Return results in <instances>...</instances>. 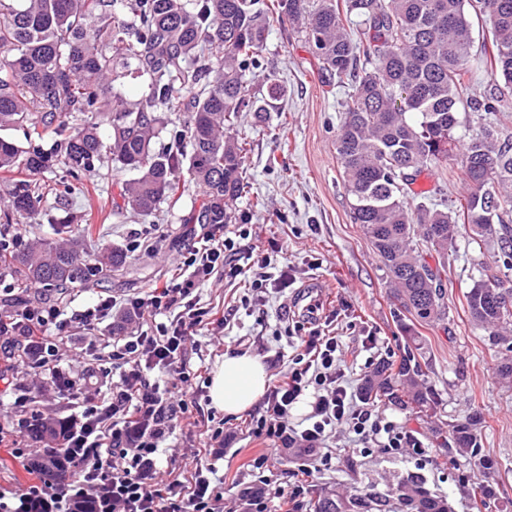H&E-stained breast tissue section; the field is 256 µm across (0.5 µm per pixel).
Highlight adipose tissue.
I'll return each mask as SVG.
<instances>
[{"mask_svg":"<svg viewBox=\"0 0 512 512\" xmlns=\"http://www.w3.org/2000/svg\"><path fill=\"white\" fill-rule=\"evenodd\" d=\"M266 388L267 371L259 358L228 352L212 371L209 398L226 415L237 416L257 406Z\"/></svg>","mask_w":512,"mask_h":512,"instance_id":"adipose-tissue-1","label":"adipose tissue"}]
</instances>
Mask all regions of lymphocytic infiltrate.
<instances>
[{"label":"lymphocytic infiltrate","mask_w":512,"mask_h":512,"mask_svg":"<svg viewBox=\"0 0 512 512\" xmlns=\"http://www.w3.org/2000/svg\"><path fill=\"white\" fill-rule=\"evenodd\" d=\"M203 248L190 251L185 274L150 289L145 295L124 300L106 296L93 305L64 314L56 304L42 302L21 314L0 316V351L13 348L27 353V367L48 377L60 399L80 408L69 419L67 439L71 477L46 473L11 499L0 500V512H81L86 498H93L95 512H224V494L214 480L216 470L197 469L190 487H182L172 470L159 466L161 446L175 432L181 419L199 410L196 370L187 347L206 325L205 312L193 299L199 284L214 275L236 278L260 267L252 286L267 293L269 286L291 287L288 268L268 271L266 259L255 258L254 248L236 250L223 225H211ZM153 319V330L140 329ZM116 326L86 367L87 379L117 370L109 394L91 387H74L69 373L59 369L55 354L63 337L58 329L74 324L95 329L106 320ZM296 354L284 379L267 393L263 411L252 420V434L273 447L299 453H318L330 464L325 446L337 426H347L361 441L377 440L394 455L426 457L427 448L417 431L373 414L359 403L340 366L342 342L318 330L297 336ZM165 373L167 383L155 379ZM312 394L314 402L305 426L295 425L291 410L300 397ZM305 488L299 482L272 490H240L241 512H269V501L279 499L299 512Z\"/></svg>","instance_id":"obj_1"}]
</instances>
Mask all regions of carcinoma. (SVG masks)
<instances>
[{
	"mask_svg": "<svg viewBox=\"0 0 512 512\" xmlns=\"http://www.w3.org/2000/svg\"><path fill=\"white\" fill-rule=\"evenodd\" d=\"M278 8L277 17L297 23L321 70L351 86L336 138L350 218L371 242L401 308L421 324L440 319L460 233L478 245L491 242L497 251L477 261L480 278L467 308L512 352V309L491 297L504 284L512 294V136L495 122L457 133L460 106L498 112L512 91V0H278ZM476 19L487 28L499 82L489 96L469 95L465 83ZM270 24L253 0H0V177L13 182L0 234L73 194L105 153L137 174L123 199L138 215L192 182L204 200L184 223L247 221L235 214L248 188L235 128L240 113L268 112L284 95L275 82L264 92L248 78ZM128 72L148 80L136 103L113 88ZM173 112L188 120L157 153ZM67 116L78 120L71 130ZM18 129L21 141L7 134ZM448 160L459 166L463 199L444 210L406 202L417 177ZM30 172L50 178L29 181ZM53 231L31 246L0 243V274L10 277L18 302L37 287L63 303L77 283L127 272L129 250L102 239L85 251L89 225L57 216ZM420 377L411 355L384 360L360 396L368 403L405 396L416 409L430 408L435 395ZM481 424L477 414L448 424V450L477 455ZM397 491L400 512H448L418 475ZM385 503L376 494L338 491L318 499L314 512H385Z\"/></svg>",
	"mask_w": 512,
	"mask_h": 512,
	"instance_id": "cac0c4a2",
	"label": "carcinoma"
}]
</instances>
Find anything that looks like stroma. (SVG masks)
Wrapping results in <instances>:
<instances>
[{"label": "stroma", "mask_w": 512, "mask_h": 512, "mask_svg": "<svg viewBox=\"0 0 512 512\" xmlns=\"http://www.w3.org/2000/svg\"><path fill=\"white\" fill-rule=\"evenodd\" d=\"M269 78L285 85L287 94L279 111L267 113L265 119L251 112L238 118L249 188L237 208L249 214L243 226L246 244L277 243L271 264L290 267L296 282L283 292H268L262 304L254 299L251 272L235 279L211 278L196 292L199 307L214 319L226 320L225 328L213 324L196 336L192 357L199 369L195 383L201 390L200 411L212 416L213 427L224 430V457L214 462L223 480L224 512H237L238 485L253 480L250 464L266 446L250 432L252 412L228 416L213 408L208 395L212 370L225 352L236 350L259 357L269 383H276L289 365L283 356L288 349L285 327L303 320L313 300L323 304L316 315L319 325L328 326L346 343L343 366L351 388H360L378 361L397 360L412 350L421 363L423 381L437 394L438 416L433 419L384 401L372 406L385 419L408 422L424 434L429 457L422 461L389 454L376 443H362L347 428H337L329 440L332 464L310 478L301 512H311L319 495L339 487L393 494L398 481L410 474L420 475L427 489L447 500L449 512H472L477 505L472 489L483 481L495 483L497 496L481 506L482 512H512V379L497 372L508 351L466 314L465 295L479 277L473 265L478 245L459 238L448 268L447 313L416 326L420 344L412 346L414 335L405 331L410 316L393 298L368 238L350 218L336 155L347 88L329 81L311 47L289 22L273 24L260 53L255 81L262 84ZM98 169L99 176L90 177L63 205L74 223L90 225L87 248L101 239L125 248L144 227L153 224L157 231L152 251L132 252L129 274L75 289L69 302L73 309L102 296L122 299L162 286L204 233L201 225L180 221L203 200L194 184L186 185L177 206L164 203L154 214L141 216L126 209L121 185L111 175V159H103ZM412 189L418 201L432 205L460 198L464 185L455 162L448 161L424 171ZM369 335L375 340L370 349L363 345ZM11 380V394L0 392L1 423L14 413L15 396L23 393L43 414L71 416V407L59 402L53 389L34 388L33 374L16 367ZM474 411L484 420L480 454L449 455L434 432L435 421H454ZM173 441L177 456L165 452L161 458L174 460L182 479L210 462L205 453L209 434L202 425L182 421Z\"/></svg>", "instance_id": "stroma-1"}]
</instances>
